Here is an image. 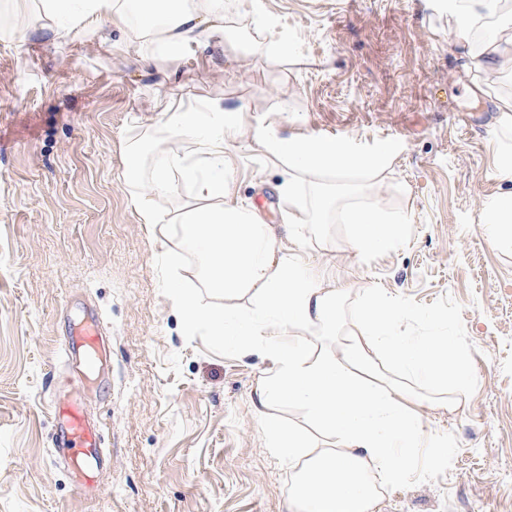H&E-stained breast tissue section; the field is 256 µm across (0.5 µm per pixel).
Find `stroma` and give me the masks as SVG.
<instances>
[{
  "mask_svg": "<svg viewBox=\"0 0 512 512\" xmlns=\"http://www.w3.org/2000/svg\"><path fill=\"white\" fill-rule=\"evenodd\" d=\"M39 0H0V512H289L295 469L270 448L266 420L324 443L305 409L258 414L273 363L187 329L167 290L175 243L141 224L123 182L124 142L159 137L155 97L206 106L222 89L240 111L226 153L231 198L288 246L283 170L252 141L344 142L367 156L392 145L382 189L340 184L337 205L380 203L402 217L393 248L363 258L346 224L322 217L312 180L297 194L312 221L302 245L326 278L404 310L411 337L450 336L472 367L463 386L423 387L414 410L429 449L405 479L378 486L374 512H512V249L496 246L480 210L499 192L498 98L512 82L469 70L443 0H224L235 39L161 63L162 51L108 27L104 42L57 39ZM272 39L290 56L254 53ZM179 271L198 305L250 315L258 297H224ZM106 328L112 370L85 386L105 424L98 491L72 482L52 451L55 396L69 376L59 344L81 306ZM457 404L433 409L432 398Z\"/></svg>",
  "mask_w": 512,
  "mask_h": 512,
  "instance_id": "35a3bbf8",
  "label": "stroma"
}]
</instances>
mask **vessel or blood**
I'll use <instances>...</instances> for the list:
<instances>
[{
	"label": "vessel or blood",
	"instance_id": "obj_1",
	"mask_svg": "<svg viewBox=\"0 0 512 512\" xmlns=\"http://www.w3.org/2000/svg\"><path fill=\"white\" fill-rule=\"evenodd\" d=\"M103 337V326L94 317L77 325L61 344L63 362L74 374L55 404L54 452L66 462L74 484L83 490L93 483V471L104 461L102 423L88 412L83 398L85 380L102 361Z\"/></svg>",
	"mask_w": 512,
	"mask_h": 512
}]
</instances>
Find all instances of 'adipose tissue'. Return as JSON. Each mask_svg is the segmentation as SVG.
<instances>
[{
  "mask_svg": "<svg viewBox=\"0 0 512 512\" xmlns=\"http://www.w3.org/2000/svg\"><path fill=\"white\" fill-rule=\"evenodd\" d=\"M492 2L448 0V20L463 40L482 43L471 56L472 70L512 76V58L501 59L488 30ZM105 20L118 28L129 21L116 0H84L70 30L94 39ZM135 23L136 40L159 42L165 60L174 63L191 45L223 38V0H149ZM164 112L166 135L153 145L152 166H144L139 143L125 145L123 180L133 190L141 223L173 227L178 242L170 253L173 267H180L183 253H192L209 287L228 296L252 290L260 298L257 309L245 317L228 307L202 309L175 279L169 284L174 304L189 328L243 351L268 352L274 369L259 383V407L278 402L301 406L333 436V444L320 447L274 422L266 424L270 447L301 467L294 499L305 512H373L377 484L405 476L404 451L416 447L421 435L408 407L414 391L389 378L387 365L408 378L426 375L435 386L465 385L471 379L466 357L452 337L419 341L402 335L400 308L372 291L335 346L311 354L293 342L291 333L297 329L335 332L346 289L316 276L305 251L276 253L268 226L231 199L225 142L240 127L235 111L225 109L222 93H215L202 110L169 103ZM252 138L289 176L325 179L319 204L329 211L336 204L334 179L377 187L393 156L388 145L362 157L335 141L278 138L260 126ZM186 142L195 145L194 155L183 152ZM499 178L504 187L483 207L479 221L492 228L496 245L512 247V153L502 159ZM182 182L191 187L192 203L173 220L164 202ZM343 221L363 256L394 246L401 235L399 221L377 205L347 209Z\"/></svg>",
  "mask_w": 512,
  "mask_h": 512,
  "instance_id": "1",
  "label": "adipose tissue"
}]
</instances>
